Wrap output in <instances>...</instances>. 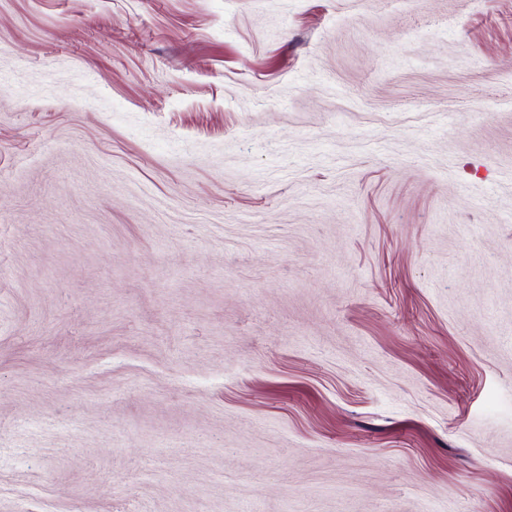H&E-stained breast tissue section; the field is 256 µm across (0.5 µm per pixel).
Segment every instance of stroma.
Here are the masks:
<instances>
[{"mask_svg":"<svg viewBox=\"0 0 512 512\" xmlns=\"http://www.w3.org/2000/svg\"><path fill=\"white\" fill-rule=\"evenodd\" d=\"M0 512H512V0H0Z\"/></svg>","mask_w":512,"mask_h":512,"instance_id":"obj_1","label":"stroma"}]
</instances>
